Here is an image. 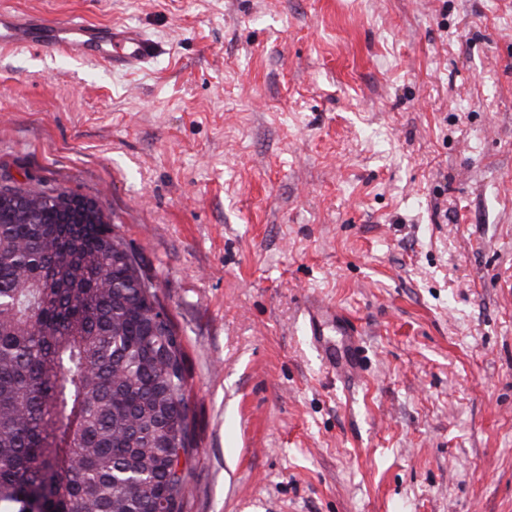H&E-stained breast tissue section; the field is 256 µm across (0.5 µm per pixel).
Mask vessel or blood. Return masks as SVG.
I'll return each instance as SVG.
<instances>
[{
  "label": "vessel or blood",
  "instance_id": "b4317fda",
  "mask_svg": "<svg viewBox=\"0 0 512 512\" xmlns=\"http://www.w3.org/2000/svg\"><path fill=\"white\" fill-rule=\"evenodd\" d=\"M0 45H20L128 68L155 53L154 44L133 28L101 31L78 16L51 23L36 15L8 16L1 11Z\"/></svg>",
  "mask_w": 512,
  "mask_h": 512
}]
</instances>
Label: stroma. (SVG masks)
<instances>
[{"mask_svg": "<svg viewBox=\"0 0 512 512\" xmlns=\"http://www.w3.org/2000/svg\"><path fill=\"white\" fill-rule=\"evenodd\" d=\"M0 183L94 200L180 338L183 512H512V0H0ZM317 303L351 318L323 362ZM0 45H20L127 68L155 53L154 44L133 28L100 31L79 16L50 24L47 19L30 14L7 17L3 10L0 11ZM116 48L119 51L115 54Z\"/></svg>", "mask_w": 512, "mask_h": 512, "instance_id": "stroma-1", "label": "stroma"}]
</instances>
